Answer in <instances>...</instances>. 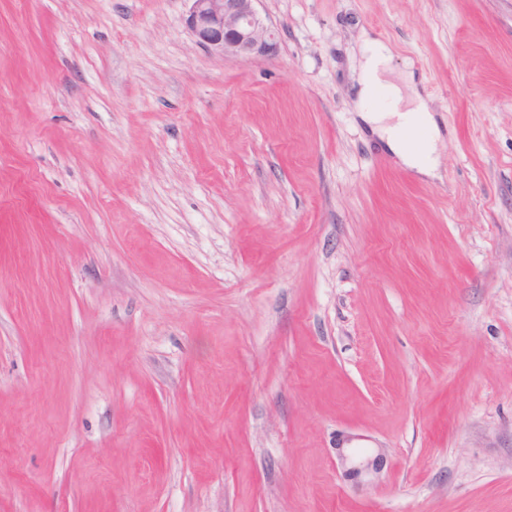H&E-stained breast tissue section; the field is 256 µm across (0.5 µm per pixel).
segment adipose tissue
<instances>
[{"label": "adipose tissue", "mask_w": 512, "mask_h": 512, "mask_svg": "<svg viewBox=\"0 0 512 512\" xmlns=\"http://www.w3.org/2000/svg\"><path fill=\"white\" fill-rule=\"evenodd\" d=\"M392 49L385 41L361 34L359 54L353 57L352 66L359 71L358 99H366L372 91L383 92L391 102L390 108L383 111H364L363 119L372 132L385 141L388 149L398 155L412 169L424 174H433L435 153L439 131L427 101L419 96L404 97L400 85L390 78L388 64ZM417 123L429 132L423 152L412 153L406 150L402 130L409 123Z\"/></svg>", "instance_id": "adipose-tissue-1"}]
</instances>
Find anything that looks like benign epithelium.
<instances>
[{"instance_id":"obj_1","label":"benign epithelium","mask_w":512,"mask_h":512,"mask_svg":"<svg viewBox=\"0 0 512 512\" xmlns=\"http://www.w3.org/2000/svg\"><path fill=\"white\" fill-rule=\"evenodd\" d=\"M186 25L196 42L223 57L249 59L277 48L279 32L256 9L257 0H190ZM336 458L343 476L356 482L378 479L386 463L385 449L361 451L338 444Z\"/></svg>"}]
</instances>
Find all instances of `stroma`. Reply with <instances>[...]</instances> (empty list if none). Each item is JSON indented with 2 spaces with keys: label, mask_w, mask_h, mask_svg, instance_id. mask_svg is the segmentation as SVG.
Segmentation results:
<instances>
[{
  "label": "stroma",
  "mask_w": 512,
  "mask_h": 512,
  "mask_svg": "<svg viewBox=\"0 0 512 512\" xmlns=\"http://www.w3.org/2000/svg\"><path fill=\"white\" fill-rule=\"evenodd\" d=\"M189 7L0 0V512H512V0H258L246 60ZM359 55L352 58V66L359 71L357 97L360 101L374 90L383 92L392 106L385 111L361 110L362 118L386 142L388 149L418 172L431 175L435 170V153L439 131L427 101L420 95L405 99L402 88L389 77L388 64L392 49L385 41L363 31L359 38ZM415 122L429 131L425 146V133ZM406 128V129H405ZM405 129V130H404ZM403 131V138L400 132ZM405 143V144H404ZM406 147L415 153L406 150ZM354 438H347L336 448V458L343 476L356 483L373 482L379 479L386 463L385 449L373 448L361 451L358 448H346L344 444Z\"/></svg>",
  "instance_id": "obj_1"
}]
</instances>
